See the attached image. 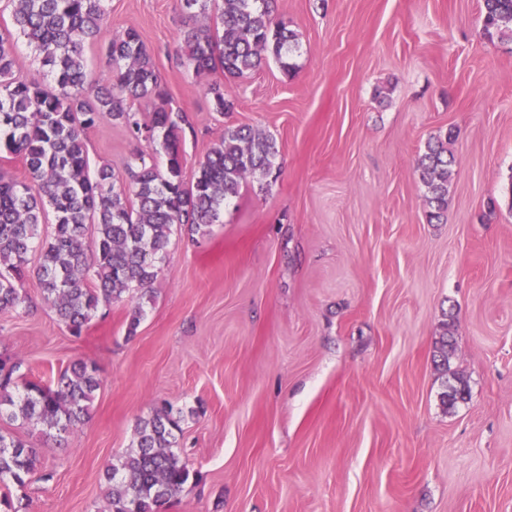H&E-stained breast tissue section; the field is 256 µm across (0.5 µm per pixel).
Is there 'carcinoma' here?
Returning <instances> with one entry per match:
<instances>
[{"label": "carcinoma", "instance_id": "carcinoma-1", "mask_svg": "<svg viewBox=\"0 0 512 512\" xmlns=\"http://www.w3.org/2000/svg\"><path fill=\"white\" fill-rule=\"evenodd\" d=\"M13 29L0 30V151L21 157L23 179L0 168V313L26 302L16 283L27 275L28 255L39 252L37 278L44 301L79 338L98 311L137 295L128 334L135 333L142 302L174 228L205 234L219 223L224 206L249 179L272 176L276 139L248 125H227L216 143L184 175L183 133L187 113L172 107L152 53L128 28L108 42L106 69L89 70L85 46L101 39L105 0H5ZM274 0H182L187 22L180 32L185 62L197 76L241 78L269 57L289 72L297 34L274 17ZM485 36L512 40V0H483ZM24 39L51 77L16 74L14 43ZM213 110L233 103L215 81L208 87ZM102 120L121 127L151 150L135 151L123 174L108 166L91 171L88 131ZM163 153L164 165L157 154ZM455 165L448 143H426L417 170L427 189L429 220L448 205ZM454 318L442 322L435 366L448 374ZM101 387L95 364L75 360L50 381L22 372V361L0 355V422H21L46 438L74 431L88 416ZM467 397L458 379L446 385L447 409ZM181 412L164 405L135 427L136 446L104 468L109 512H162L191 473L174 451ZM41 472L37 449L0 428V507L18 512L14 487Z\"/></svg>", "mask_w": 512, "mask_h": 512}]
</instances>
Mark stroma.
<instances>
[{
	"label": "stroma",
	"mask_w": 512,
	"mask_h": 512,
	"mask_svg": "<svg viewBox=\"0 0 512 512\" xmlns=\"http://www.w3.org/2000/svg\"><path fill=\"white\" fill-rule=\"evenodd\" d=\"M105 41L136 28L173 108L187 169L225 124L277 141V178L243 184L210 234L175 231L134 336L130 298L81 337L44 303L0 314V353L30 376L75 359L102 379L86 418L42 451L27 512H107L102 472L162 403L186 413L192 478L163 512H512V42L482 32V0H276L298 35L279 63L224 83L179 47L180 0H106ZM449 136L448 210L429 222L416 159ZM145 142L103 120L93 164L123 171ZM469 397L445 410L433 365ZM442 334L439 340V346L437 347V357L435 366L437 371L442 375L448 374V362L449 356L453 350V337L455 336V321L454 318L450 315L449 322L448 318L442 322Z\"/></svg>",
	"instance_id": "1"
}]
</instances>
